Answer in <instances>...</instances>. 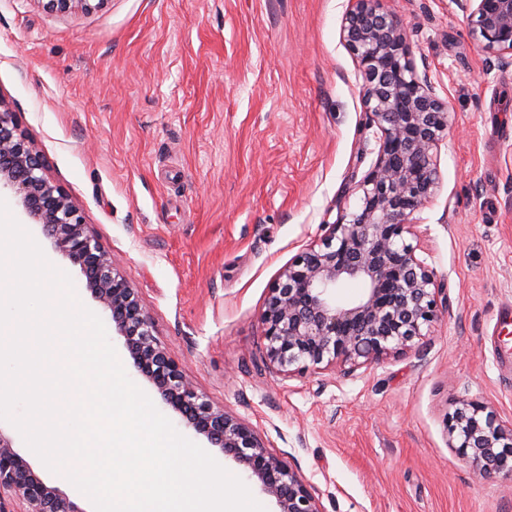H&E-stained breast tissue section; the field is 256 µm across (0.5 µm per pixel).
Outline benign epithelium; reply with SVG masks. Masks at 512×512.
<instances>
[{
  "label": "benign epithelium",
  "mask_w": 512,
  "mask_h": 512,
  "mask_svg": "<svg viewBox=\"0 0 512 512\" xmlns=\"http://www.w3.org/2000/svg\"><path fill=\"white\" fill-rule=\"evenodd\" d=\"M55 12H89L106 0H43ZM471 17L470 36L482 52L512 63V0H454ZM342 38L365 72L368 126L377 157L364 176L357 211L337 217L319 245L298 254L269 290L259 324L268 369L350 373L413 346L439 318L432 271L405 241L414 213L434 197V152L448 128V106L430 77L419 75L407 33L383 0H349ZM42 227L55 249L79 267L95 299L125 338L134 366L186 425L237 461L279 512H323L319 494L297 469L272 455L256 431L196 391L155 335L138 295L85 223L79 207L46 174V164L0 100V188ZM357 280L363 294L339 305L332 291ZM449 447L483 474L512 477V426L485 403L461 397L445 419ZM24 512H79L58 488L32 470L0 435V512L6 500Z\"/></svg>",
  "instance_id": "1"
}]
</instances>
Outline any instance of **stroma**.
<instances>
[{"label": "stroma", "mask_w": 512, "mask_h": 512, "mask_svg": "<svg viewBox=\"0 0 512 512\" xmlns=\"http://www.w3.org/2000/svg\"><path fill=\"white\" fill-rule=\"evenodd\" d=\"M347 0H106L59 14L0 0V99L80 208L198 392L251 426L324 512H512V479L448 446L460 397L512 424V65L489 63L453 0H385L448 104L439 187L407 242L442 314L412 349L342 377L285 378L258 323L296 255L353 212L377 154L367 78L341 37ZM15 219L101 306L9 190ZM108 337L130 379L187 427Z\"/></svg>", "instance_id": "35a3bbf8"}]
</instances>
